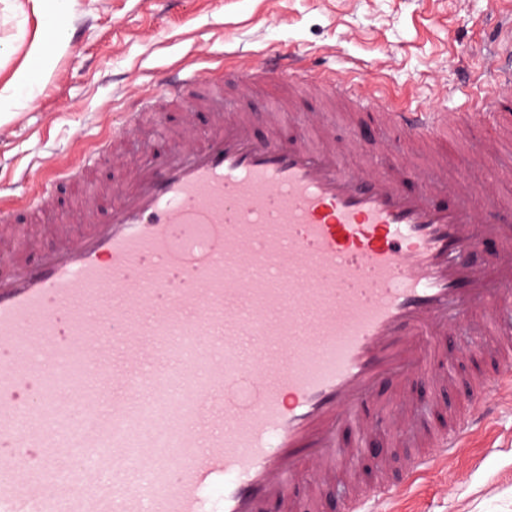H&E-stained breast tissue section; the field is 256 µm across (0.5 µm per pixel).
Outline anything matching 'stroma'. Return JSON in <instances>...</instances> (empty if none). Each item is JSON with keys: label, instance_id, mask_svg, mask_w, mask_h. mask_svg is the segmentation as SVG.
<instances>
[{"label": "stroma", "instance_id": "35a3bbf8", "mask_svg": "<svg viewBox=\"0 0 512 512\" xmlns=\"http://www.w3.org/2000/svg\"><path fill=\"white\" fill-rule=\"evenodd\" d=\"M43 21L32 0H0V91L31 52L47 60L32 100L0 124V208L12 204L18 171L48 157L71 165L79 141H94L86 113L120 128L122 112L161 95L172 68L198 59L223 56L224 101L249 113L260 135L279 89L261 82L239 92L235 68L257 70L291 51L377 81L388 108L450 113L460 103L457 89L489 79L493 50L512 49V0H70L62 47L37 43ZM314 111L336 138L362 128L370 148L417 159L396 129L367 124L342 105L322 113L315 100H299L284 112V128L297 133L303 114ZM499 131L492 116L472 113L446 143L448 169L468 170L473 182L512 200L511 171L494 159L472 164ZM397 512H512V409L453 455L446 470L408 488Z\"/></svg>", "mask_w": 512, "mask_h": 512}]
</instances>
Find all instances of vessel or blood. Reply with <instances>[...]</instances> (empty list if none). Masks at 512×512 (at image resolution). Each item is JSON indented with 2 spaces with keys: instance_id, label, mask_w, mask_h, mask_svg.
<instances>
[{
  "instance_id": "b4317fda",
  "label": "vessel or blood",
  "mask_w": 512,
  "mask_h": 512,
  "mask_svg": "<svg viewBox=\"0 0 512 512\" xmlns=\"http://www.w3.org/2000/svg\"><path fill=\"white\" fill-rule=\"evenodd\" d=\"M260 78L380 110L377 88L300 56L237 74L245 87ZM222 85L211 68H181L163 97L124 113L126 128L153 130L133 158L115 132L74 167L43 164L18 198L56 241L40 261L0 211L12 258L0 270V512H205L216 484L224 512H321L324 489L386 440L412 450L401 480L348 495V512H379L489 431L512 393V224L490 221L500 199L449 177L442 152L465 113H385L426 153L408 166L335 139L313 112L289 137L268 109L257 135ZM169 103L210 122L163 151ZM473 106L512 110L511 61ZM107 158L118 172L103 215L93 174ZM73 177L75 233L56 197ZM461 321L463 353L448 345ZM477 357L463 418L413 421L415 380L440 407Z\"/></svg>"
}]
</instances>
